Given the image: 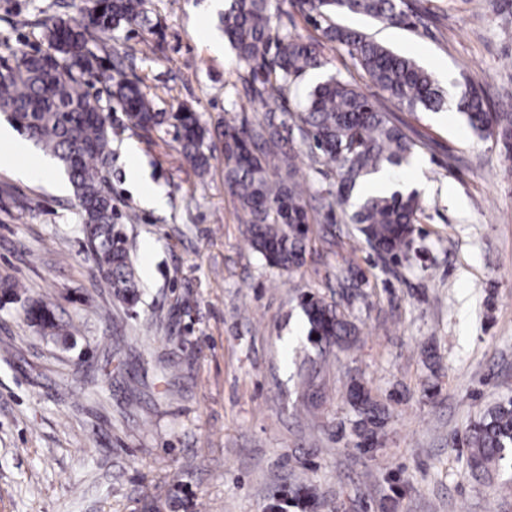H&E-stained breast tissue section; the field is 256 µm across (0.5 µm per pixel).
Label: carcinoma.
Wrapping results in <instances>:
<instances>
[{
	"instance_id": "1",
	"label": "carcinoma",
	"mask_w": 512,
	"mask_h": 512,
	"mask_svg": "<svg viewBox=\"0 0 512 512\" xmlns=\"http://www.w3.org/2000/svg\"><path fill=\"white\" fill-rule=\"evenodd\" d=\"M146 0H85L81 18H57L41 24L46 50L14 52L0 61V112L11 114L13 125L58 161L78 200L83 229L97 231L89 250L94 270L122 301L137 300L138 283L124 235L116 224V207L109 187L112 165V126L106 113L116 108L141 129H176L183 157L199 170L209 165L208 139L224 144V187L249 217V243L266 265L281 270L304 263L309 224L321 210L333 218V205L350 206L343 218L372 250L399 260L412 248L414 223L421 210L413 192H375L351 203L355 188L374 174L401 166L415 153L416 143L381 110L377 100L343 78L316 86L290 108L279 102L283 90L310 70L323 67L324 43L347 49L369 81L410 112L437 113L448 97L433 75L415 60L402 56L362 32L337 26L332 16L353 13L390 26L410 25L406 0H297L313 17L323 41L307 42L272 21L271 0H225L219 23L238 61L248 69L245 94L260 104L265 123L255 129L248 118L237 124L207 127L202 115L181 107L158 112L139 78L108 77L102 90L91 91L112 64L108 41L124 24H148ZM465 124L480 139L497 136L512 150V104L490 105L480 83L464 80L455 102ZM288 113L292 124L275 123V113ZM310 142L309 159L336 174L328 187L311 189L297 177L296 141ZM299 304L313 342L342 345L355 335V326L337 307L311 294ZM27 318L53 339L67 342L71 333L54 312L36 301ZM347 396L357 412L351 442L359 452L374 449L375 435L385 424V412L360 385ZM468 471L476 479L509 474L512 483V396L488 407L464 435ZM308 512L315 502L304 486L288 488L284 506Z\"/></svg>"
}]
</instances>
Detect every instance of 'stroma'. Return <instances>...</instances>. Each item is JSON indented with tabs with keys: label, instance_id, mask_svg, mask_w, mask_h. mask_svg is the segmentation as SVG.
<instances>
[{
	"label": "stroma",
	"instance_id": "stroma-1",
	"mask_svg": "<svg viewBox=\"0 0 512 512\" xmlns=\"http://www.w3.org/2000/svg\"><path fill=\"white\" fill-rule=\"evenodd\" d=\"M204 0H147L163 38L136 24L108 44L143 79L156 110L186 106L209 125L249 109L240 65ZM409 0L412 26L336 16L428 68L456 94L466 76L490 102L512 101V0ZM81 0H0V56L39 43L41 22L79 16ZM297 79L292 100L336 75L378 98L418 144L425 186L407 259L371 250L350 224L311 226L305 264L272 269L247 241L248 217L224 189V156L197 173L173 128L112 127V200L140 281L129 305L100 285L66 175L30 182L0 163V512H267L283 490L313 486L315 512H512V491L470 476L468 424L512 390V156L473 136L455 110L411 113L373 86L347 50ZM163 209L130 189L129 161ZM365 282L346 312V349L307 339L309 291L341 301L342 272ZM51 303L74 331L63 345L26 317ZM320 408L301 396L306 359ZM358 380L385 406L375 451L352 448L346 402Z\"/></svg>",
	"mask_w": 512,
	"mask_h": 512
}]
</instances>
